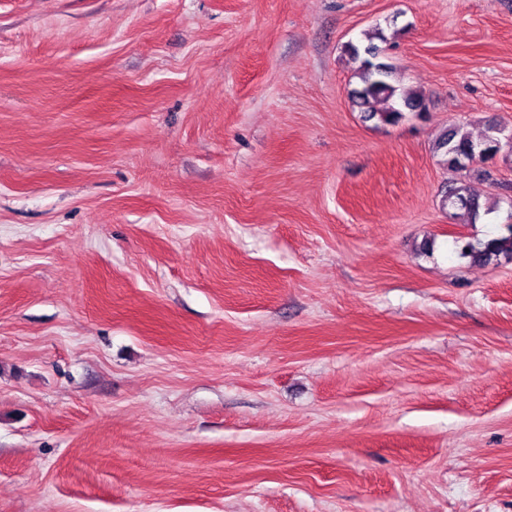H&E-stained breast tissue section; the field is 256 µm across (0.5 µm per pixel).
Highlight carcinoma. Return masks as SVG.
<instances>
[{
	"label": "carcinoma",
	"mask_w": 512,
	"mask_h": 512,
	"mask_svg": "<svg viewBox=\"0 0 512 512\" xmlns=\"http://www.w3.org/2000/svg\"><path fill=\"white\" fill-rule=\"evenodd\" d=\"M346 52L351 60L360 62L355 70L361 86L352 91V100L367 120H377L383 124H393L403 117V110L423 113L426 111L424 96L412 90H405L395 83V68L385 62H377L379 52L368 45L361 49L350 43ZM493 126H488L482 139L475 141L458 127L449 128L439 139L437 149L441 151L448 170L454 177L448 180L444 202L453 209L450 217L463 219L469 223L476 221L480 212H494L495 207L483 206L479 196L470 192L464 175L459 173L458 164L467 159L473 149L489 143ZM506 233L484 242L466 244L461 255L472 261L488 264L494 258L512 255V224L505 226Z\"/></svg>",
	"instance_id": "obj_1"
}]
</instances>
